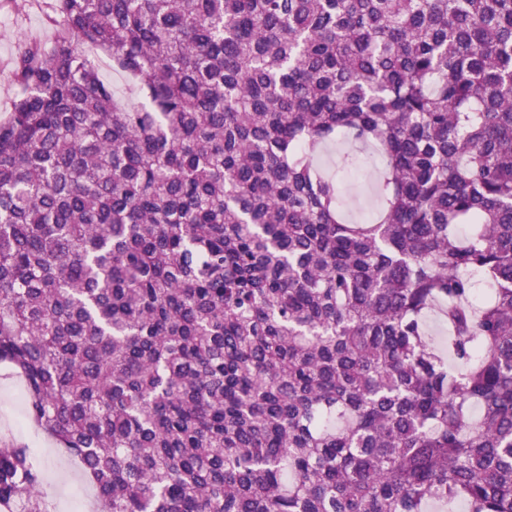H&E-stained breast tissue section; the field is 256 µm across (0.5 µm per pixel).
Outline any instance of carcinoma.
Instances as JSON below:
<instances>
[{
    "label": "carcinoma",
    "mask_w": 512,
    "mask_h": 512,
    "mask_svg": "<svg viewBox=\"0 0 512 512\" xmlns=\"http://www.w3.org/2000/svg\"><path fill=\"white\" fill-rule=\"evenodd\" d=\"M46 23L0 120V361L106 512H512V0ZM337 140L384 159L370 224ZM42 484L0 448V512ZM96 63L102 78L112 85L115 95L123 101L134 102L136 96L131 93L132 84L124 75L112 71V60L102 55H96ZM345 147L332 145L326 147L320 156V163L329 172L336 174L343 183L345 213L349 219L360 222L374 208L367 203L372 192V174L355 176L344 165L343 154Z\"/></svg>",
    "instance_id": "obj_1"
}]
</instances>
